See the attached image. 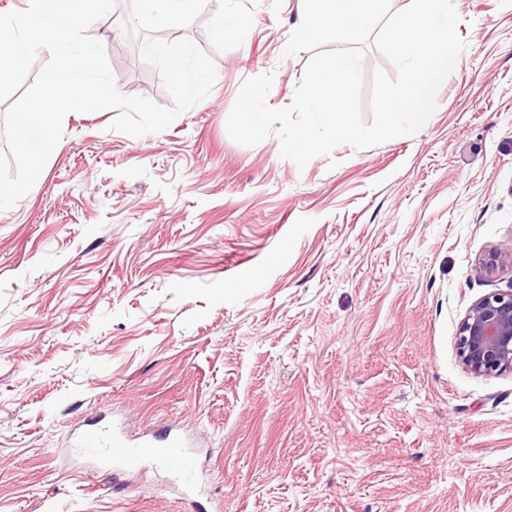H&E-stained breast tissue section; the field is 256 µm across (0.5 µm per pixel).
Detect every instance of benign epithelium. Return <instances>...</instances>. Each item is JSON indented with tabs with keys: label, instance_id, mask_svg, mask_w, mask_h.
I'll return each mask as SVG.
<instances>
[{
	"label": "benign epithelium",
	"instance_id": "1",
	"mask_svg": "<svg viewBox=\"0 0 512 512\" xmlns=\"http://www.w3.org/2000/svg\"><path fill=\"white\" fill-rule=\"evenodd\" d=\"M512 271V251H493L479 272ZM457 351L464 368L476 376L512 372V289L489 294L470 306L462 319Z\"/></svg>",
	"mask_w": 512,
	"mask_h": 512
}]
</instances>
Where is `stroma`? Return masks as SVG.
Returning <instances> with one entry per match:
<instances>
[{"label":"stroma","mask_w":512,"mask_h":512,"mask_svg":"<svg viewBox=\"0 0 512 512\" xmlns=\"http://www.w3.org/2000/svg\"><path fill=\"white\" fill-rule=\"evenodd\" d=\"M454 6L466 47L427 124L302 168L226 128L248 78L292 103L298 0H207L161 31L217 70L162 132L65 116L0 211V512H182L162 471L71 454L107 413L182 428L224 512H512V372L457 353L468 308L512 287L474 270L512 249V0ZM225 15L241 30L219 38ZM130 16L118 0L88 33L122 94L171 105Z\"/></svg>","instance_id":"35a3bbf8"}]
</instances>
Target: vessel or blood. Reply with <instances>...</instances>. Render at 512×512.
<instances>
[{"label": "vessel or blood", "mask_w": 512, "mask_h": 512, "mask_svg": "<svg viewBox=\"0 0 512 512\" xmlns=\"http://www.w3.org/2000/svg\"><path fill=\"white\" fill-rule=\"evenodd\" d=\"M74 447L79 455L106 464H117L120 470L133 472L147 464L166 471L173 481L184 489H192L199 481L197 458L178 436L168 437L157 449H150L148 441L136 440L108 423H95L76 439Z\"/></svg>", "instance_id": "1"}]
</instances>
